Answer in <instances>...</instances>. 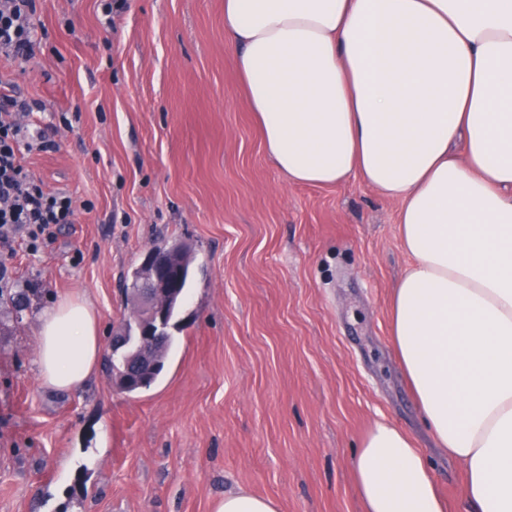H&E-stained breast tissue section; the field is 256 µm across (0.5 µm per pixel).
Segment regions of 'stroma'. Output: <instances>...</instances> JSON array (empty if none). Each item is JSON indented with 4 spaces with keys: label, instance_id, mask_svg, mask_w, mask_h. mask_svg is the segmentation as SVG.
<instances>
[{
    "label": "stroma",
    "instance_id": "35a3bbf8",
    "mask_svg": "<svg viewBox=\"0 0 512 512\" xmlns=\"http://www.w3.org/2000/svg\"><path fill=\"white\" fill-rule=\"evenodd\" d=\"M122 3L36 0L37 56L0 60L53 144L26 166L76 207L46 249L17 248L0 291V512H211L238 488L279 512H364L353 462L380 420L428 455L447 512H467L465 468L391 343L411 263L400 202L275 167L224 0ZM161 240L192 246L194 278L162 376L128 394L105 359L129 273ZM65 296L96 311L103 356L71 392L35 371L37 317Z\"/></svg>",
    "mask_w": 512,
    "mask_h": 512
}]
</instances>
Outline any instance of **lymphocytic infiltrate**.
Masks as SVG:
<instances>
[{"label":"lymphocytic infiltrate","mask_w":512,"mask_h":512,"mask_svg":"<svg viewBox=\"0 0 512 512\" xmlns=\"http://www.w3.org/2000/svg\"><path fill=\"white\" fill-rule=\"evenodd\" d=\"M35 0H0V56L31 59L39 48L33 23ZM27 101L0 96V282L5 281L15 255L16 239L38 251L56 236L59 225L74 221L72 198L46 191L21 162L22 146L50 149L41 132L23 124L32 112Z\"/></svg>","instance_id":"lymphocytic-infiltrate-1"}]
</instances>
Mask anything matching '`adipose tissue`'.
<instances>
[{
  "label": "adipose tissue",
  "mask_w": 512,
  "mask_h": 512,
  "mask_svg": "<svg viewBox=\"0 0 512 512\" xmlns=\"http://www.w3.org/2000/svg\"><path fill=\"white\" fill-rule=\"evenodd\" d=\"M224 37L290 182L401 201L392 344L474 512H512V0H224ZM100 352L85 299L41 312L42 385L78 389ZM354 467L367 512H444L391 423Z\"/></svg>",
  "instance_id": "adipose-tissue-1"
}]
</instances>
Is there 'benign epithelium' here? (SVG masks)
Instances as JSON below:
<instances>
[{
  "label": "benign epithelium",
  "mask_w": 512,
  "mask_h": 512,
  "mask_svg": "<svg viewBox=\"0 0 512 512\" xmlns=\"http://www.w3.org/2000/svg\"><path fill=\"white\" fill-rule=\"evenodd\" d=\"M187 244H177L162 253L147 250L138 268L141 273L139 287L131 299V319L141 323V347L131 356L130 375L115 382L124 390L135 379L154 365L153 351L167 331L170 301L176 296L183 272L181 255Z\"/></svg>",
  "instance_id": "1"
}]
</instances>
